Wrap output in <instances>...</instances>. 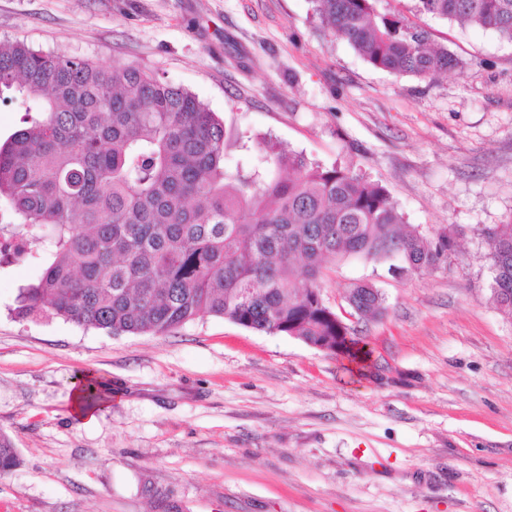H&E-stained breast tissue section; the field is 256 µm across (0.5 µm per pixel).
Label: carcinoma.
I'll return each mask as SVG.
<instances>
[{"label": "carcinoma", "mask_w": 512, "mask_h": 512, "mask_svg": "<svg viewBox=\"0 0 512 512\" xmlns=\"http://www.w3.org/2000/svg\"><path fill=\"white\" fill-rule=\"evenodd\" d=\"M331 35L376 69L420 79L459 65L383 0H311ZM417 11L512 42V0H417ZM0 100L19 128L0 142V199L42 266L17 312L47 306L119 336H165L207 315L336 350L344 329L320 302L325 261L390 260L402 276L436 270L450 242L405 229L386 189L270 141L258 163L225 164L224 124L193 93L134 66L102 67L0 44ZM291 175L278 176L282 168ZM491 298L512 313V224L489 235ZM346 302L380 317L385 296L355 283ZM20 464L0 433V477ZM157 512H183L149 477Z\"/></svg>", "instance_id": "obj_1"}]
</instances>
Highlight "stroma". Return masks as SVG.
Listing matches in <instances>:
<instances>
[{
  "label": "stroma",
  "instance_id": "stroma-1",
  "mask_svg": "<svg viewBox=\"0 0 512 512\" xmlns=\"http://www.w3.org/2000/svg\"><path fill=\"white\" fill-rule=\"evenodd\" d=\"M460 69L377 70L310 0H0V42L134 65L194 93L243 140H268L387 189L407 224L447 235L431 273L327 262L333 310L358 282L386 297L351 318L366 375L284 334L220 317L111 336L16 314L39 264H0V432L21 463L0 512H512V317L488 300L486 233L512 223V42L389 0ZM107 380L93 423L72 394ZM142 489L154 499L158 512L184 511L178 500L174 498L172 491L156 487L148 476L142 480Z\"/></svg>",
  "mask_w": 512,
  "mask_h": 512
}]
</instances>
